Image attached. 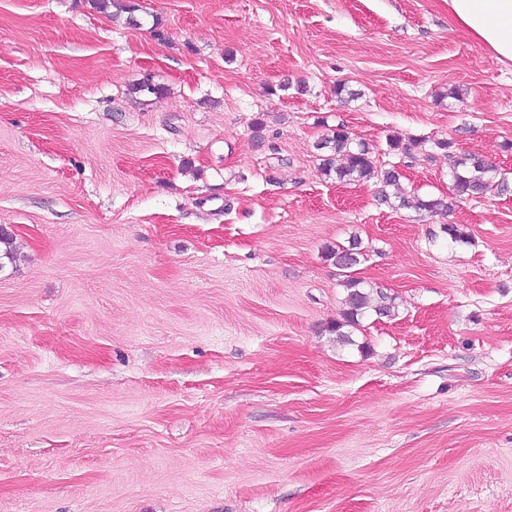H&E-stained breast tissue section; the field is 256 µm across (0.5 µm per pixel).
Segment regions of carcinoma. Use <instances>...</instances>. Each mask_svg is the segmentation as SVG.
<instances>
[{"label":"carcinoma","mask_w":512,"mask_h":512,"mask_svg":"<svg viewBox=\"0 0 512 512\" xmlns=\"http://www.w3.org/2000/svg\"><path fill=\"white\" fill-rule=\"evenodd\" d=\"M316 149L325 151L321 158V170L340 183H352L377 179L381 184V201L390 200L385 188L398 184L401 174L392 168H379L365 144H353L348 134L341 128L323 138ZM453 194L457 197L479 198L487 193L506 194L512 191L508 178L498 168L475 154H464L455 160L453 170ZM398 206L405 209L426 212L431 216H446L452 203L444 197L422 198L415 194L398 196ZM364 256L361 242L357 239L347 246H336L326 250L325 257L345 274L343 286L346 289L342 319L336 322L334 332L343 344L350 342V330L360 325V318L367 309L379 316L391 313V298L376 292L371 298L365 290V282L352 276V268Z\"/></svg>","instance_id":"1"}]
</instances>
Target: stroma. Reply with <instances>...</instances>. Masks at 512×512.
<instances>
[{
	"label": "stroma",
	"instance_id": "obj_1",
	"mask_svg": "<svg viewBox=\"0 0 512 512\" xmlns=\"http://www.w3.org/2000/svg\"><path fill=\"white\" fill-rule=\"evenodd\" d=\"M135 2L0 0V512H512V192L316 148L512 180V64L446 0ZM354 237L393 312L343 344ZM317 150H325L320 160L321 170L326 176H333L336 182L352 183L376 178L381 184V201L389 203L390 197L383 189L397 185L401 174L395 168L378 169L371 152L365 144L353 146V142L342 128H336L331 136L323 138L316 145ZM452 191L456 197L479 198L487 193L512 191L508 178L498 168L475 154H463L455 160ZM398 206L428 213L430 216H448L452 203L444 197L422 198L415 194L395 196Z\"/></svg>",
	"mask_w": 512,
	"mask_h": 512
}]
</instances>
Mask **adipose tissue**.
Segmentation results:
<instances>
[{
	"instance_id": "ef3b65f1",
	"label": "adipose tissue",
	"mask_w": 512,
	"mask_h": 512,
	"mask_svg": "<svg viewBox=\"0 0 512 512\" xmlns=\"http://www.w3.org/2000/svg\"><path fill=\"white\" fill-rule=\"evenodd\" d=\"M448 12L491 59L512 62V0H447Z\"/></svg>"
}]
</instances>
